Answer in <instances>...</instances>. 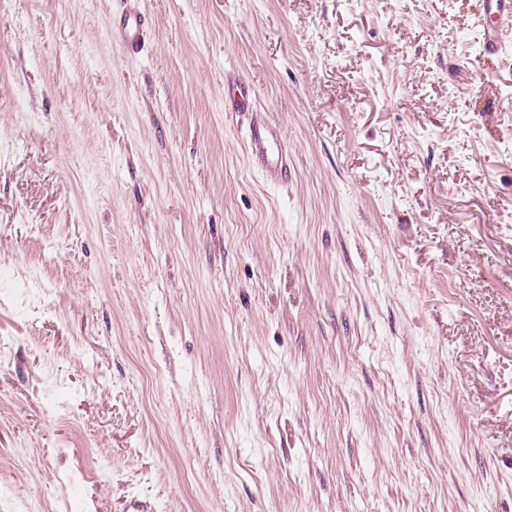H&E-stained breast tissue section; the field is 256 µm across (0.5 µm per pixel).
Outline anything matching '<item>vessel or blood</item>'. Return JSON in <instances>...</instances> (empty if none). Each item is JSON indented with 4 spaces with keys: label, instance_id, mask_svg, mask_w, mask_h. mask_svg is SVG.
Listing matches in <instances>:
<instances>
[{
    "label": "vessel or blood",
    "instance_id": "b4317fda",
    "mask_svg": "<svg viewBox=\"0 0 512 512\" xmlns=\"http://www.w3.org/2000/svg\"><path fill=\"white\" fill-rule=\"evenodd\" d=\"M147 27L144 16L121 12L112 19V33L119 48L128 54L140 50ZM246 150L266 181L279 184L288 179V151L279 127L264 118H256L249 126Z\"/></svg>",
    "mask_w": 512,
    "mask_h": 512
}]
</instances>
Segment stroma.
<instances>
[{"mask_svg":"<svg viewBox=\"0 0 512 512\" xmlns=\"http://www.w3.org/2000/svg\"><path fill=\"white\" fill-rule=\"evenodd\" d=\"M481 4L9 0L0 512H512V32L486 55ZM146 27L145 17L135 12H121L112 17L116 45L130 55L139 52ZM249 126L246 150L266 181L279 184L288 180V151L279 127L259 113ZM259 116V118H258Z\"/></svg>","mask_w":512,"mask_h":512,"instance_id":"stroma-1","label":"stroma"}]
</instances>
